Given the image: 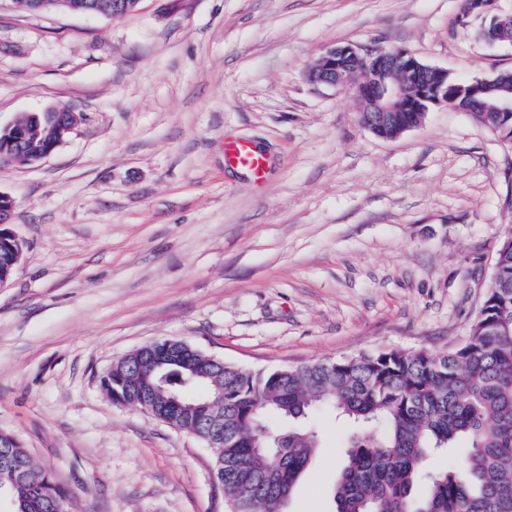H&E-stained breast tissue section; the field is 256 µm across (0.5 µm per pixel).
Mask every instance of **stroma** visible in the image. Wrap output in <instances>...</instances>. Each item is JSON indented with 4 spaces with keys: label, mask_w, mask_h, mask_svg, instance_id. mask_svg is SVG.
I'll return each mask as SVG.
<instances>
[{
    "label": "stroma",
    "mask_w": 512,
    "mask_h": 512,
    "mask_svg": "<svg viewBox=\"0 0 512 512\" xmlns=\"http://www.w3.org/2000/svg\"><path fill=\"white\" fill-rule=\"evenodd\" d=\"M464 0H141L33 16L0 0V128L66 103L78 127L0 167L23 250L0 288V429L71 512H226L213 451L100 378L180 339L247 370L362 352L438 356L469 333L512 229V147L432 108L383 140L352 91L307 73L331 46L401 47L468 81L512 70ZM249 140L252 182L224 162ZM319 449L287 512H332L354 430L314 406ZM226 162L249 175L255 180H262L267 170L264 155L257 153L249 141L245 139L229 140L225 144Z\"/></svg>",
    "instance_id": "35a3bbf8"
}]
</instances>
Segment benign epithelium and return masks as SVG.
Segmentation results:
<instances>
[{
	"instance_id": "1",
	"label": "benign epithelium",
	"mask_w": 512,
	"mask_h": 512,
	"mask_svg": "<svg viewBox=\"0 0 512 512\" xmlns=\"http://www.w3.org/2000/svg\"><path fill=\"white\" fill-rule=\"evenodd\" d=\"M41 13L50 9H63L72 13L94 14L97 4H82L78 0H32ZM474 17L481 19V38L490 45L512 46V13H504L495 7V0H476L471 6ZM359 70L368 79L355 88V97L371 105L362 124L374 135L389 140V130L400 124L397 104L405 101L408 85L421 89L419 98L410 102L407 109L427 114L432 108L448 102V71L429 66L403 48H382L363 53L351 45L332 46L325 50L318 63L308 73V80L315 86L343 88L350 85V72ZM486 111L499 116L512 115V87L502 88L494 103ZM44 115L53 122L55 135L47 142L32 140L27 127L18 123L4 129L7 137L0 139V163L11 164L21 156L29 164H35L50 156L64 139L75 129L81 119L69 105L48 108ZM14 208L13 198L0 192V242L10 246L12 264L19 261L22 241L9 228Z\"/></svg>"
}]
</instances>
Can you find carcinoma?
<instances>
[{
    "instance_id": "obj_1",
    "label": "carcinoma",
    "mask_w": 512,
    "mask_h": 512,
    "mask_svg": "<svg viewBox=\"0 0 512 512\" xmlns=\"http://www.w3.org/2000/svg\"><path fill=\"white\" fill-rule=\"evenodd\" d=\"M448 105L473 113L485 127L491 113L455 99ZM486 308L468 336L445 353L383 350L300 367L250 372L219 367L197 349L164 356L167 383L146 377L161 351H139L113 364L101 379L109 399L149 382L159 420L204 430L210 418L224 424L216 456L224 462L228 512H286L316 448L301 425L308 410L326 405L357 429L333 491V512H512V233L499 244ZM192 384L208 389L195 415L173 400ZM271 414L288 422L273 430ZM465 439L460 470L427 474L416 491L425 456ZM0 480L16 482L17 512H60L69 493L39 466L13 434L0 432Z\"/></svg>"
}]
</instances>
